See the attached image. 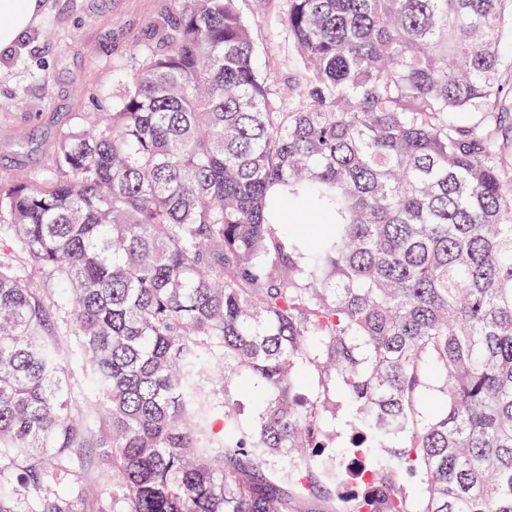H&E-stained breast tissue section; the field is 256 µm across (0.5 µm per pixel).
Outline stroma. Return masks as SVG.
<instances>
[{
  "label": "stroma",
  "instance_id": "stroma-1",
  "mask_svg": "<svg viewBox=\"0 0 512 512\" xmlns=\"http://www.w3.org/2000/svg\"><path fill=\"white\" fill-rule=\"evenodd\" d=\"M168 0H43L37 26L0 54V177L45 168L59 133L112 102V58L151 36ZM258 46L256 65L276 88L301 66L281 29L288 0H240Z\"/></svg>",
  "mask_w": 512,
  "mask_h": 512
}]
</instances>
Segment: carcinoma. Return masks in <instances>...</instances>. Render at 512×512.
<instances>
[{
	"mask_svg": "<svg viewBox=\"0 0 512 512\" xmlns=\"http://www.w3.org/2000/svg\"><path fill=\"white\" fill-rule=\"evenodd\" d=\"M175 3L112 105L0 178V512H74L42 490L94 448L123 512H512V0H288V100L239 0ZM236 392L243 407L242 419L249 423L259 410L256 399L257 382L251 377H241L236 384ZM325 422L328 429L335 434L331 446L333 448H348L354 430L349 415L342 411L334 414L326 413Z\"/></svg>",
	"mask_w": 512,
	"mask_h": 512,
	"instance_id": "1",
	"label": "carcinoma"
}]
</instances>
